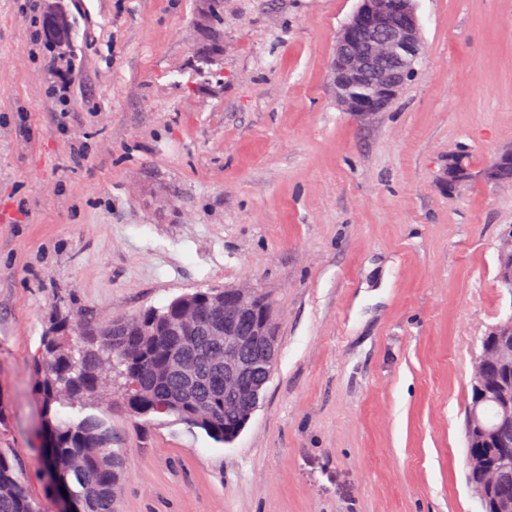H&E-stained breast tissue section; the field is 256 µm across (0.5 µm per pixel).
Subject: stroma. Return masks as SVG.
<instances>
[{
	"label": "stroma",
	"mask_w": 512,
	"mask_h": 512,
	"mask_svg": "<svg viewBox=\"0 0 512 512\" xmlns=\"http://www.w3.org/2000/svg\"><path fill=\"white\" fill-rule=\"evenodd\" d=\"M74 120L0 0V448L44 512L34 361L51 312L101 324L198 288L271 299L279 353L229 444L108 394L116 512H480L465 408L512 316V0H417L423 54L383 112L337 105L358 0H66ZM219 77L198 73L209 44ZM467 168L458 179L456 165ZM51 72L57 79V82L51 81L49 86L50 95L54 102L52 112L57 127L66 128L70 126L73 116L70 91L75 78L72 71L62 74L58 69L52 67Z\"/></svg>",
	"instance_id": "1"
}]
</instances>
